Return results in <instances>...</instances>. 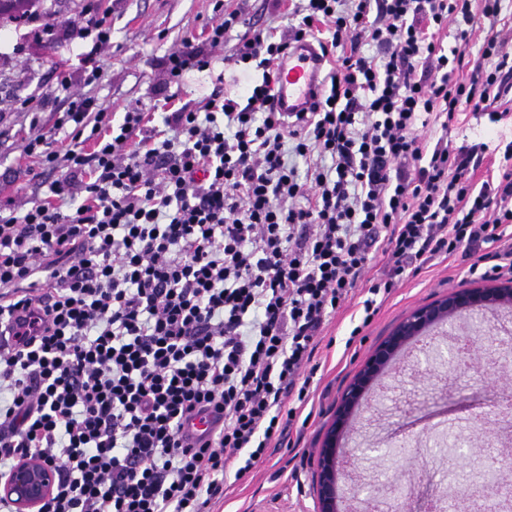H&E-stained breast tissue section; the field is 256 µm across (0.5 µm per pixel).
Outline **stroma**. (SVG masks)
<instances>
[{"label":"stroma","mask_w":512,"mask_h":512,"mask_svg":"<svg viewBox=\"0 0 512 512\" xmlns=\"http://www.w3.org/2000/svg\"><path fill=\"white\" fill-rule=\"evenodd\" d=\"M225 12L285 31L289 0H42L43 21L54 22L52 35L35 25L0 27V206L20 213L43 201L57 174L41 166L25 151L33 134L54 127L67 107V94L53 93L60 79L70 90L112 111L122 123L127 111L144 113L148 127L163 129L162 114L181 107L195 108L223 81L226 92L239 95L246 79L262 76L259 68L241 70L225 65L236 40L211 49L207 37L215 19V2ZM108 11L112 41L97 55L101 79L83 80V51L90 41L72 38L62 25L87 6ZM193 40L212 56L206 71L187 72L179 83L169 81L168 56L184 39ZM36 97V111L19 109L20 101ZM455 142L471 143L512 138V127L495 126L487 116L459 114L452 126ZM389 264L383 251H371L363 278L348 300L325 324L314 351L319 369L309 388L308 421L294 420L284 443L268 449L255 468L239 480H227L224 497L214 512H315L312 482L324 433L333 420L345 388L362 369L373 347L412 310L446 296L448 291L486 287V280L469 275V260L461 256L432 258L417 274L404 278L379 304L368 325H361L362 302L371 280ZM512 324V308L465 315L444 335L445 347L457 336L475 342L477 361L471 369L451 371L444 366L411 370L399 358L378 381V392L400 395V402L384 413L362 407L350 420L341 441L343 452L368 449L367 458L342 481L347 512H374L378 496L392 498L394 512H413L423 494L440 493V478L454 471L456 487L492 512L501 493L512 491V428L500 426L502 413H512V334L497 332L498 321ZM358 336H351L354 326ZM456 406L453 418L462 425L479 422L477 433L462 432L453 440L454 457L438 450L428 456L414 451L428 439L430 426L444 405Z\"/></svg>","instance_id":"obj_1"}]
</instances>
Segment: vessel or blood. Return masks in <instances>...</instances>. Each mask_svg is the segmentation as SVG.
Masks as SVG:
<instances>
[{
  "mask_svg": "<svg viewBox=\"0 0 512 512\" xmlns=\"http://www.w3.org/2000/svg\"><path fill=\"white\" fill-rule=\"evenodd\" d=\"M323 61L311 43L298 44L279 68L276 107L282 112L307 110L317 91Z\"/></svg>",
  "mask_w": 512,
  "mask_h": 512,
  "instance_id": "1",
  "label": "vessel or blood"
}]
</instances>
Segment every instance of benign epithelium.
Returning <instances> with one entry per match:
<instances>
[{"mask_svg": "<svg viewBox=\"0 0 512 512\" xmlns=\"http://www.w3.org/2000/svg\"><path fill=\"white\" fill-rule=\"evenodd\" d=\"M511 303L512 287L453 291L444 298L412 310L372 349L361 372L345 389L336 411V420L324 438L313 483L317 512H340L342 460L338 455L339 438L346 432L350 418L362 404L367 389L396 353L423 331L439 327L478 306ZM55 485L56 471L42 460L27 456L9 472L0 474V497L11 500L17 512H38L42 503L53 494Z\"/></svg>", "mask_w": 512, "mask_h": 512, "instance_id": "7a95c632", "label": "benign epithelium"}]
</instances>
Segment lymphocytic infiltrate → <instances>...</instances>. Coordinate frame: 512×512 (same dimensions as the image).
Segmentation results:
<instances>
[{"label":"lymphocytic infiltrate","mask_w":512,"mask_h":512,"mask_svg":"<svg viewBox=\"0 0 512 512\" xmlns=\"http://www.w3.org/2000/svg\"><path fill=\"white\" fill-rule=\"evenodd\" d=\"M480 2L294 0L288 34L250 24L237 40L231 63L263 70L245 100L217 85L201 111L166 113L168 137L132 111L107 138L111 113L76 94L28 140L59 176L55 203L0 214V473L24 455L53 466L40 512H211L307 405L319 333L371 248L393 263L368 288L369 318L437 255L480 248L470 275L512 273V141L478 185L486 144L421 134L467 110L512 122L495 108L512 95L502 0ZM65 24L92 38L96 83L111 20L88 7ZM311 39L335 65L311 111L290 116L273 105L275 67ZM203 413L218 427L186 435Z\"/></svg>","instance_id":"obj_1"}]
</instances>
